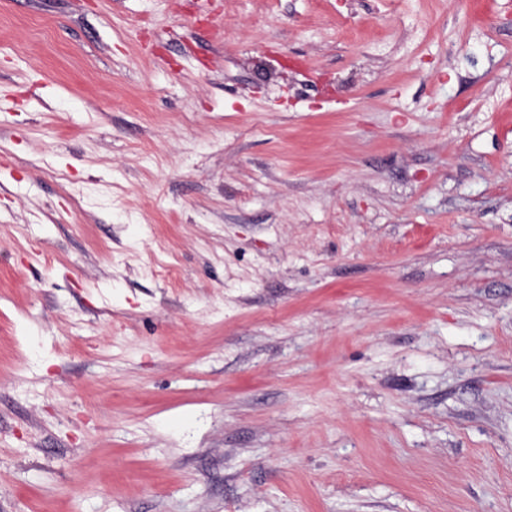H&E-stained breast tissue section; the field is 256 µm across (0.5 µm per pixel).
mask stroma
Segmentation results:
<instances>
[{
	"mask_svg": "<svg viewBox=\"0 0 512 512\" xmlns=\"http://www.w3.org/2000/svg\"><path fill=\"white\" fill-rule=\"evenodd\" d=\"M0 512H512V0H0Z\"/></svg>",
	"mask_w": 512,
	"mask_h": 512,
	"instance_id": "1",
	"label": "stroma"
}]
</instances>
